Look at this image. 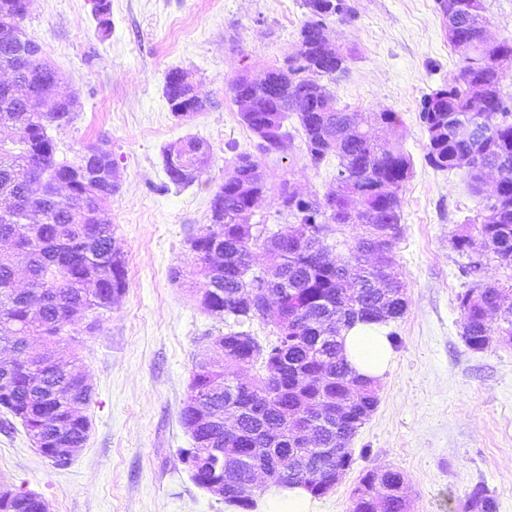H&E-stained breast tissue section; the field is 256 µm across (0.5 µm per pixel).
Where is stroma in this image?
<instances>
[{"instance_id":"1","label":"stroma","mask_w":512,"mask_h":512,"mask_svg":"<svg viewBox=\"0 0 512 512\" xmlns=\"http://www.w3.org/2000/svg\"><path fill=\"white\" fill-rule=\"evenodd\" d=\"M354 18L329 17L332 44L352 49L348 73L329 83L338 107L362 115L398 113L404 133L393 145L413 161L399 189L403 233L393 250L408 308L390 323L397 335L378 403L353 437L354 459L340 481L317 497V512H350L365 471H400L409 512H463L485 485L497 512H512V345L491 338L468 348L457 300L477 283L512 285V266L495 257L467 273V256L451 243L492 200L473 195L465 171H439L425 159L428 134L419 118L424 95L463 65L448 43L436 0H349ZM307 18L302 0H111L102 32L91 0H30L23 28L58 70V91L75 96L67 126L51 129L58 151L74 157L107 139L120 190L109 203L114 237L128 262V287L94 332L76 320L66 335L92 388L85 407L89 436L70 463L55 466L18 419L0 412V481L38 493L51 512H233L197 486L180 459L192 439L180 421L196 360L228 322L200 300L199 277L173 279L189 267L190 236L210 224L214 192L240 152L258 139L241 123L228 82L261 78L284 66ZM188 72L207 107L176 117L164 76ZM188 139L210 147L198 180L173 185L163 147ZM268 191L255 221L268 232L288 224L278 186L304 195L334 186L335 163L311 166L300 139L261 156Z\"/></svg>"}]
</instances>
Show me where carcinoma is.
<instances>
[{
  "mask_svg": "<svg viewBox=\"0 0 512 512\" xmlns=\"http://www.w3.org/2000/svg\"><path fill=\"white\" fill-rule=\"evenodd\" d=\"M469 0H437L448 43L458 49L471 37L485 14L468 13L461 5ZM28 0H0V126L14 130L0 140V240L14 246L0 252V348L19 351L36 341L56 355L47 364L24 357L4 371L0 368V406L19 418L24 428L39 437V451L56 465L69 460L63 448H80L88 437V418L79 407L88 405L92 391L82 383L75 349L65 339L72 312L94 315L112 310L125 294L127 270L124 254L115 247L108 202L119 191L114 182L99 192L102 171L112 156L97 154L99 143L87 144L66 161L58 158L49 134L52 127L73 121L59 100V76L34 41L17 37L22 29ZM308 19L303 23L288 69L272 67L261 84L228 82L233 100L257 102L255 112L240 113L241 122L260 139L258 149L269 154L291 140L284 129L288 113L296 115L306 155L314 168L333 155L338 160L336 186L330 200L290 202L284 197L287 182L280 184V213L293 223L264 236L265 229L245 223V212L256 197L266 192L258 172L257 157L236 155L234 171L214 192L210 205L211 227L189 239L193 267L172 269L171 275L199 276L206 282L203 297L208 310L232 319L238 330L216 336L212 344L224 345V358L196 362L188 394L201 402L184 403L181 422L193 440L195 455L209 448H251L270 436L276 439L262 465L278 473L277 484L296 483L295 471L303 468L312 482L309 492L329 491L338 468L352 463L349 444L377 405L375 385L351 370L340 340L339 328L358 321H396L404 316L407 300L395 270L393 249L402 234L401 201L397 189L411 173V159L378 136L379 128L397 132L401 126L392 111L372 113L362 127L359 113L340 109L322 79L341 80L348 71L350 54L340 50L327 56L322 28L331 15H345L346 0H303ZM460 73L440 89L424 97L420 119L428 133L426 162L436 170L467 168L473 181L488 165L501 168L497 196L473 222L482 247L500 261L512 264V109L501 91L503 73L498 60L512 61V38L500 42L493 55L477 45L462 54ZM186 73L172 69L165 76L164 96L177 104L187 92ZM301 98V107L291 105ZM460 124L477 128L471 137L456 133ZM197 141L189 139L164 148V167L170 181L183 185L205 172L198 166ZM42 175L33 189L25 182L23 168ZM361 230L346 259L328 261L313 247L315 237L345 228ZM388 247V263H368L375 240ZM276 262L262 267L266 253ZM23 260L27 286L16 287V261ZM282 294V304L294 321L284 333L272 318L261 322L274 327L273 339L255 337L238 342L239 328L258 320L265 298L263 284ZM463 337L472 350H483L491 336L512 342V306L502 304V290L483 285L459 297ZM261 365L253 388L236 384L244 365ZM320 373L324 384L306 386L297 374ZM349 404L339 420L321 418L309 422L315 447H293L289 418L294 400ZM238 406L236 433L224 431L223 415ZM256 461L244 454L224 468L208 462L190 474L199 487L224 482V502L251 512L256 501L239 502L232 484L244 478ZM404 476L393 469L366 472L356 488L352 512H408V495L402 491ZM42 496L18 489H0V512H45ZM465 512H496V499L483 484L477 485L464 505Z\"/></svg>",
  "mask_w": 512,
  "mask_h": 512,
  "instance_id": "cac0c4a2",
  "label": "carcinoma"
}]
</instances>
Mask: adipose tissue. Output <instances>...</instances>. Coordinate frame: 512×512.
I'll use <instances>...</instances> for the list:
<instances>
[{
  "instance_id": "ef3b65f1",
  "label": "adipose tissue",
  "mask_w": 512,
  "mask_h": 512,
  "mask_svg": "<svg viewBox=\"0 0 512 512\" xmlns=\"http://www.w3.org/2000/svg\"><path fill=\"white\" fill-rule=\"evenodd\" d=\"M341 335L353 373L368 380H379L394 357L387 324L359 322L342 329Z\"/></svg>"
}]
</instances>
